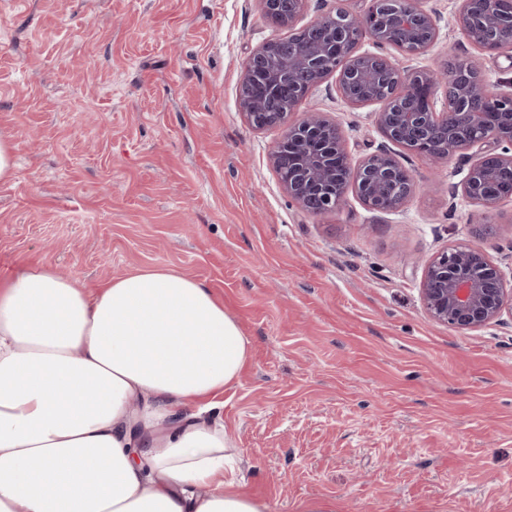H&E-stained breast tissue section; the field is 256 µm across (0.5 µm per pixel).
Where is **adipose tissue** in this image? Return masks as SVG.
Segmentation results:
<instances>
[{"mask_svg":"<svg viewBox=\"0 0 512 512\" xmlns=\"http://www.w3.org/2000/svg\"><path fill=\"white\" fill-rule=\"evenodd\" d=\"M249 351L177 269L0 275V512H270L207 418Z\"/></svg>","mask_w":512,"mask_h":512,"instance_id":"obj_1","label":"adipose tissue"}]
</instances>
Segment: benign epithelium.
I'll use <instances>...</instances> for the list:
<instances>
[{
	"mask_svg": "<svg viewBox=\"0 0 512 512\" xmlns=\"http://www.w3.org/2000/svg\"><path fill=\"white\" fill-rule=\"evenodd\" d=\"M265 13L297 32L285 43L272 39L248 58L238 94L239 111L261 130L279 126L284 135L270 154L280 184L303 210L321 215L339 208L352 192L369 210L393 212L412 195L415 180L389 149L353 162L343 131L326 112L306 113L288 125L287 110L271 111L289 92L297 99L329 75L337 74L341 98L351 106L376 104L375 121L392 144L434 163L455 157L469 168L457 188L486 210L497 208L512 192V78L490 81L477 59L468 61L472 75L451 70L403 72L386 48L408 56L425 54L439 35L436 13L418 0H370L361 14L333 8L297 26L306 0H260ZM494 0H459L455 22L464 39L481 53L512 52V16L491 7ZM400 20L407 33L402 44L388 39ZM374 51H363L364 40ZM342 59L336 67L331 60ZM488 117V127L468 120ZM421 296L428 315L458 330H473L512 316V289L502 270L477 245L449 247L426 265Z\"/></svg>",
	"mask_w": 512,
	"mask_h": 512,
	"instance_id": "1",
	"label": "benign epithelium"
}]
</instances>
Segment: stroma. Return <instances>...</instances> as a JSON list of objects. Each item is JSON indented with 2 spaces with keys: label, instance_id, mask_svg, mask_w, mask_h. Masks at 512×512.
<instances>
[{
  "label": "stroma",
  "instance_id": "1",
  "mask_svg": "<svg viewBox=\"0 0 512 512\" xmlns=\"http://www.w3.org/2000/svg\"><path fill=\"white\" fill-rule=\"evenodd\" d=\"M440 34L412 72L472 56L458 0H419ZM260 0H0V270L49 262L93 286L163 266L202 281L250 341L221 421L240 489L271 512H512V319L458 330L426 313V262L480 245L512 282V199L487 213L432 168L393 213L348 194L312 215L269 155L283 130L238 109L251 52L287 35ZM340 124L352 160L386 146L375 106L328 77L292 109ZM496 225L479 237V225Z\"/></svg>",
  "mask_w": 512,
  "mask_h": 512
}]
</instances>
